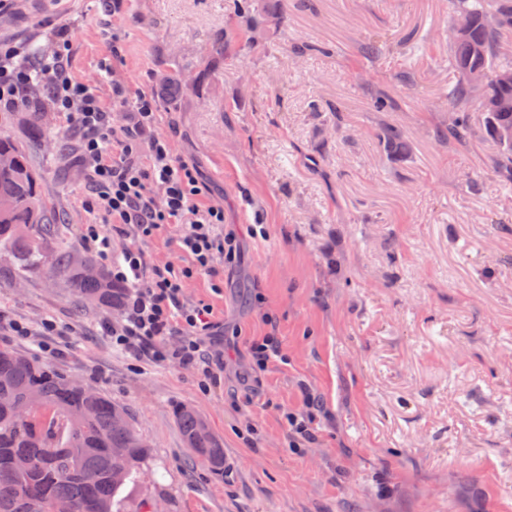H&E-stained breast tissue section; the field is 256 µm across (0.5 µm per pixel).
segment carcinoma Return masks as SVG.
I'll use <instances>...</instances> for the list:
<instances>
[{
	"label": "carcinoma",
	"mask_w": 512,
	"mask_h": 512,
	"mask_svg": "<svg viewBox=\"0 0 512 512\" xmlns=\"http://www.w3.org/2000/svg\"><path fill=\"white\" fill-rule=\"evenodd\" d=\"M451 18H469L466 33L448 40V64L457 74L448 88V121L439 142L465 145L475 136L472 108L494 98V112L483 113L480 133L498 147V172L512 174V142L502 132L512 128V83L489 81L474 86L467 73L480 69L494 76L512 72V0H449ZM496 15L495 29L486 25ZM262 24L258 0H244L236 25L243 35ZM224 63V40L217 39L200 57L203 73ZM165 84L175 93L189 85L185 72L168 68ZM409 73L394 76L392 92L372 100L384 110L410 85ZM379 144L387 153L407 145L404 131L386 126ZM58 218L41 190L28 148L0 133V248L9 250L24 275H50L63 281L82 301L122 309L130 288L112 280L104 268L88 272L97 261L88 255L60 250L46 254L44 240L56 235ZM175 420L186 446L215 475H224V448L207 421L193 409L180 406ZM152 444L138 432L125 408L105 394L70 384L68 376L8 348L0 349V512H50L58 500L75 512H131L124 490L140 482L152 465ZM30 458L25 471L15 467L18 456Z\"/></svg>",
	"instance_id": "carcinoma-1"
}]
</instances>
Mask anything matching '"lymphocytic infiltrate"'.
Instances as JSON below:
<instances>
[{
	"label": "lymphocytic infiltrate",
	"mask_w": 512,
	"mask_h": 512,
	"mask_svg": "<svg viewBox=\"0 0 512 512\" xmlns=\"http://www.w3.org/2000/svg\"><path fill=\"white\" fill-rule=\"evenodd\" d=\"M68 54L63 30L53 51L35 63L21 48L0 42V109L24 106L38 83L49 85L55 111L83 132L76 165L93 187L98 209L108 223L131 226L139 240L117 254L97 225H87L83 234L85 247L111 258L113 279L130 288L120 318L106 327L113 344L156 362L200 369L202 387L210 389L218 381L211 349L220 341V326L208 306L184 302L183 288L196 274L214 273L215 258L237 260L236 238L224 231V207L200 203L197 168L175 159L168 139L154 134L152 96L131 93L116 79L112 104L104 106L91 85L73 80ZM117 106L129 114L119 126L112 122ZM167 224L185 225L177 246L192 257V266H148L140 244Z\"/></svg>",
	"instance_id": "1"
}]
</instances>
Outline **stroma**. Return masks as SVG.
I'll use <instances>...</instances> for the list:
<instances>
[{
	"mask_svg": "<svg viewBox=\"0 0 512 512\" xmlns=\"http://www.w3.org/2000/svg\"><path fill=\"white\" fill-rule=\"evenodd\" d=\"M239 0H11L0 41L31 56L71 40L72 77L112 103V80L152 94L159 134L193 163L205 201L224 204L241 260L196 276L184 300L224 327L220 384L193 367L135 360L103 326L116 312L81 302L65 284L19 277L0 255V348L51 364L126 406L152 444L163 512H512V183L497 147L477 136L441 146L448 119V0H264L273 20L246 48L227 30ZM115 39H106L104 28ZM224 39L234 62L189 87L170 109L165 68L193 75ZM385 45L377 59L360 47ZM412 64L397 107L372 98ZM115 75L107 77L104 65ZM44 143L31 153L64 222L55 240L85 253V225L117 245H142L149 265H190L180 225L140 243L103 223L73 157L81 130L42 102ZM401 126L409 151L377 140ZM71 329L43 352L41 322ZM279 353L251 370L252 344ZM313 404H306V397ZM188 406L224 443L223 475L186 448L173 411ZM311 410L315 436L293 449L284 414Z\"/></svg>",
	"mask_w": 512,
	"mask_h": 512,
	"instance_id": "1",
	"label": "stroma"
}]
</instances>
